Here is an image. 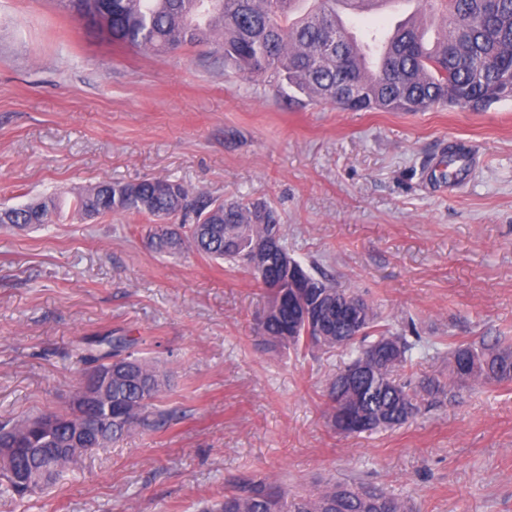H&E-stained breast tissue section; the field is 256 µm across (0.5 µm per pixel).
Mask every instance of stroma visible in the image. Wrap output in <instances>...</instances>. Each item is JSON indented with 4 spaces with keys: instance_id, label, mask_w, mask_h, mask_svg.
<instances>
[{
    "instance_id": "1",
    "label": "stroma",
    "mask_w": 512,
    "mask_h": 512,
    "mask_svg": "<svg viewBox=\"0 0 512 512\" xmlns=\"http://www.w3.org/2000/svg\"><path fill=\"white\" fill-rule=\"evenodd\" d=\"M469 169L451 184L449 154ZM170 178L274 207L288 250L428 346L512 341V100L473 112L289 103L192 48L106 43L56 0H0V207L78 186ZM146 219L64 216L0 230V417L61 411L83 339L136 338L170 383L158 426L85 455L0 512H200L269 476L294 492L365 483L417 512H512V383L456 391L404 425L334 432L324 390L347 360L273 351L252 331L266 293L195 253L153 252Z\"/></svg>"
}]
</instances>
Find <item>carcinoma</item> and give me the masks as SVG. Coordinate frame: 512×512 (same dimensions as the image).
I'll use <instances>...</instances> for the list:
<instances>
[{
  "label": "carcinoma",
  "mask_w": 512,
  "mask_h": 512,
  "mask_svg": "<svg viewBox=\"0 0 512 512\" xmlns=\"http://www.w3.org/2000/svg\"><path fill=\"white\" fill-rule=\"evenodd\" d=\"M415 20L393 30L392 54L386 65L369 71L363 50L376 45L372 35L359 45L329 18L336 0H308L314 13L303 16L301 0H59L73 17L110 16L109 41L153 52H175L207 46L211 56L254 83L284 85L311 102L377 112H423L435 105L480 111L512 98V0H417ZM68 210L83 219L108 215L171 219L181 216L180 231L159 242L158 254L193 251L240 265L239 254L255 236L274 234L288 248L275 210L262 215L244 200L224 201L205 191L193 192L168 178L130 183L112 181L82 187L71 198L50 195L0 211L1 230H25L51 224ZM310 288L330 294L322 324L292 325L293 313L278 295L294 292L288 272L281 288H269L258 271L251 275L267 288L265 322L260 337L273 350L296 353L342 349L350 359L326 385V418L336 425V411L354 409L366 421L365 431L391 429L417 416L422 408L459 387L512 382V343L455 344L447 351L448 375H408L413 350L421 341L394 333L373 302L351 289L339 288L323 272L302 269ZM96 350L81 356L86 363L112 369V401L82 411L89 423L112 416V432L102 447L118 442L138 426L150 423L156 402L167 387L157 365L138 356L137 341L126 336H99ZM387 347L379 360L370 350ZM41 414L0 422L3 434L18 436L21 464L41 465L38 449L52 446L35 426ZM206 512H415L406 500L383 490L327 481L293 495L268 477L248 479L241 491Z\"/></svg>",
  "instance_id": "cac0c4a2"
}]
</instances>
